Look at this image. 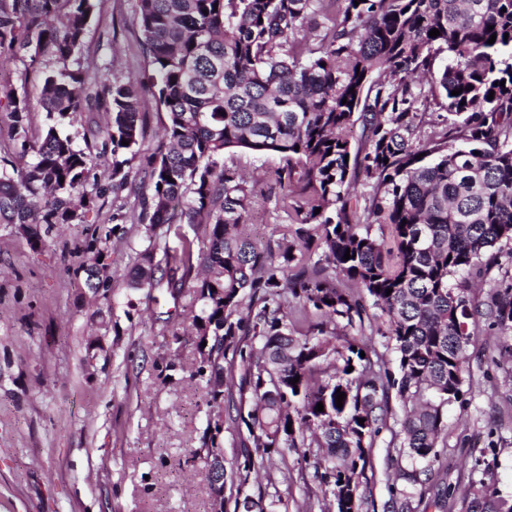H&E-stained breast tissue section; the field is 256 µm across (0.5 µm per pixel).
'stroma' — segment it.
I'll return each instance as SVG.
<instances>
[{"mask_svg": "<svg viewBox=\"0 0 512 512\" xmlns=\"http://www.w3.org/2000/svg\"><path fill=\"white\" fill-rule=\"evenodd\" d=\"M138 0H98L82 67L123 80L144 58ZM52 65L15 60L1 76L16 92L35 93ZM142 191L129 185L117 203H99L83 222L54 225L33 241L0 224V512H210L207 470L188 451L209 445L208 420L225 464L240 451L229 403L212 401L191 328L196 281L175 293L128 288L124 276L148 246L145 225L113 221L139 213ZM247 231L274 245L285 221L278 191L253 184ZM110 278L91 290L89 271ZM504 343L481 324L469 347L474 393L448 411L440 508L430 490L419 512H466L462 496L484 483L512 496V375Z\"/></svg>", "mask_w": 512, "mask_h": 512, "instance_id": "obj_1", "label": "stroma"}]
</instances>
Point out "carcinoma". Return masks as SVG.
<instances>
[{"mask_svg":"<svg viewBox=\"0 0 512 512\" xmlns=\"http://www.w3.org/2000/svg\"><path fill=\"white\" fill-rule=\"evenodd\" d=\"M95 7L0 0V56L52 55L36 103L57 122L109 113L112 154L109 183L88 184L91 146L54 124L31 138L34 102L1 87L0 111L30 160L0 158V224L37 241L38 225L73 223L140 180L149 245L128 285L195 278L192 326L210 337L200 370L224 360V389L211 398L250 404L232 419L247 434L224 508L274 512L282 499L246 493L253 476L286 481L288 450L313 448L298 463L314 469L323 498L305 512H368L371 452L388 430L383 512H416L439 475L448 407L472 392L480 318L512 339V0H140L144 68L111 84L78 66ZM147 88L165 122L139 169ZM356 124L354 146L345 131ZM237 150L279 159L267 172L285 215L274 248L245 232L252 188L242 164L225 160ZM385 226L389 246L374 231ZM162 227L175 245L157 244ZM493 267L483 312L471 278ZM463 500L467 512H512L484 483Z\"/></svg>","mask_w":512,"mask_h":512,"instance_id":"1","label":"carcinoma"}]
</instances>
